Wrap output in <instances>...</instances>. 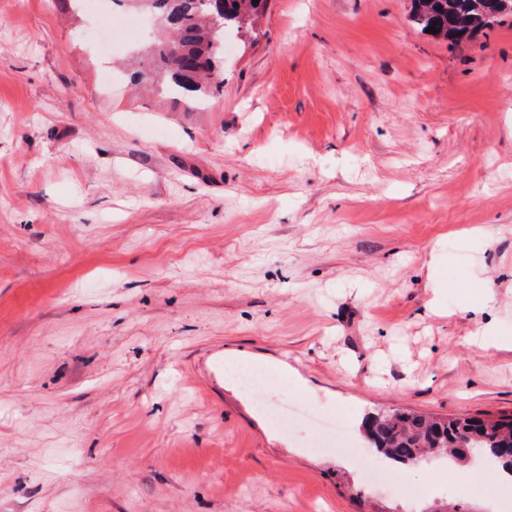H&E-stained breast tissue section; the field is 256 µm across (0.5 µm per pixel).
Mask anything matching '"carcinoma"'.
<instances>
[{
	"instance_id": "carcinoma-1",
	"label": "carcinoma",
	"mask_w": 512,
	"mask_h": 512,
	"mask_svg": "<svg viewBox=\"0 0 512 512\" xmlns=\"http://www.w3.org/2000/svg\"><path fill=\"white\" fill-rule=\"evenodd\" d=\"M213 0H113L157 22V36L143 49L148 67L138 82L196 101L223 87L224 32L246 34L268 0H221L224 28L211 18ZM498 0H412L411 21L421 31L439 29L435 37L451 45L485 36L492 28L486 15ZM363 438L374 453L395 468L416 465L426 457L457 463L495 462L512 473V414L496 418L437 417L408 409L377 410L362 423Z\"/></svg>"
}]
</instances>
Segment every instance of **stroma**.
<instances>
[{
    "label": "stroma",
    "mask_w": 512,
    "mask_h": 512,
    "mask_svg": "<svg viewBox=\"0 0 512 512\" xmlns=\"http://www.w3.org/2000/svg\"><path fill=\"white\" fill-rule=\"evenodd\" d=\"M0 0V512H512V482L371 477L231 377L358 431L512 413V18L269 0L198 105L134 93L152 33ZM498 0H412L411 21L422 32L429 27L440 29L432 34L451 45L471 41L485 36L492 28L493 21L512 14L500 15L486 20L484 13L493 14ZM481 5L483 12L478 10ZM511 13L512 1L499 0L498 13ZM242 385L254 396L262 398L267 390L269 378L257 368H243L238 372Z\"/></svg>",
    "instance_id": "35a3bbf8"
}]
</instances>
